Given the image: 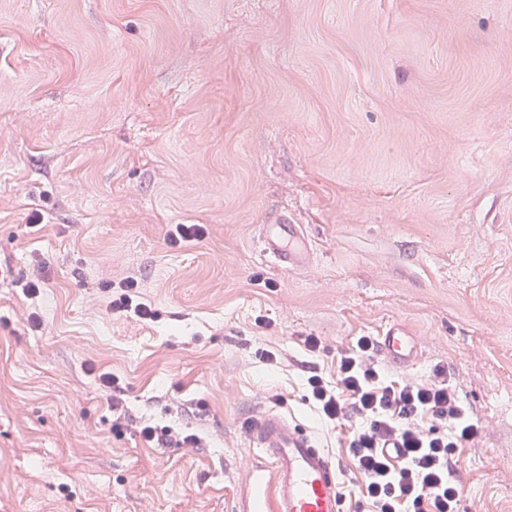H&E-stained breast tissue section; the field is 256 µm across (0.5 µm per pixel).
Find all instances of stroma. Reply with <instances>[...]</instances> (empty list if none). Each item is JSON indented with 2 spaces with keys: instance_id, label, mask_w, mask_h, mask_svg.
<instances>
[{
  "instance_id": "1",
  "label": "stroma",
  "mask_w": 512,
  "mask_h": 512,
  "mask_svg": "<svg viewBox=\"0 0 512 512\" xmlns=\"http://www.w3.org/2000/svg\"><path fill=\"white\" fill-rule=\"evenodd\" d=\"M278 214L302 269L260 249ZM126 276L157 321L89 288ZM395 320L422 358L390 374L482 424L460 512H512V0H0V512H235L268 395L344 453L265 352L323 337L329 374ZM101 372L200 448L113 436ZM207 236L206 225L203 224H179L177 233L171 235L169 245L171 247L181 246L191 241H201ZM25 279L26 281L24 283L23 293L28 297L35 296L39 293L40 288H42L49 280V275L45 265L42 262L35 260V262L29 267L28 274Z\"/></svg>"
}]
</instances>
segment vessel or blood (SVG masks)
I'll return each mask as SVG.
<instances>
[{"mask_svg":"<svg viewBox=\"0 0 512 512\" xmlns=\"http://www.w3.org/2000/svg\"><path fill=\"white\" fill-rule=\"evenodd\" d=\"M302 241L299 226L279 218L268 225L262 250L284 267L298 268L306 262ZM379 348L397 366L420 359L417 342L398 322L381 330ZM248 439L258 460L240 487L237 512H344L338 466L302 424L270 411L250 426Z\"/></svg>","mask_w":512,"mask_h":512,"instance_id":"1","label":"vessel or blood"}]
</instances>
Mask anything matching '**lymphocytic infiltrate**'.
Segmentation results:
<instances>
[{"instance_id":"f902f5d3","label":"lymphocytic infiltrate","mask_w":512,"mask_h":512,"mask_svg":"<svg viewBox=\"0 0 512 512\" xmlns=\"http://www.w3.org/2000/svg\"><path fill=\"white\" fill-rule=\"evenodd\" d=\"M112 314L139 320L157 316L141 296L138 279L127 276L112 289ZM317 336L304 339L307 357L288 356L304 375L307 400L324 422L347 426L344 445L354 482L349 490L359 512H459L460 487L454 478L463 448L477 447L481 427L444 374L429 380H396L375 360L377 342L359 337L342 354L333 375L310 361L320 351ZM111 388L112 432L135 430L153 448H196L198 434L170 426H133L112 374H99ZM358 426H351V418Z\"/></svg>"}]
</instances>
